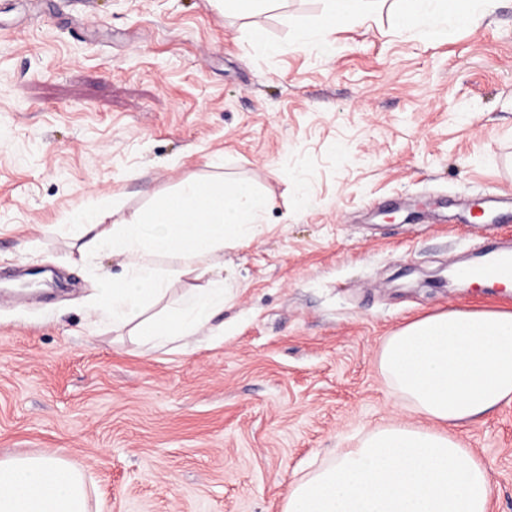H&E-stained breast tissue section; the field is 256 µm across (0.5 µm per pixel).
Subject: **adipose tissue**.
Masks as SVG:
<instances>
[{
	"label": "adipose tissue",
	"instance_id": "1",
	"mask_svg": "<svg viewBox=\"0 0 512 512\" xmlns=\"http://www.w3.org/2000/svg\"><path fill=\"white\" fill-rule=\"evenodd\" d=\"M396 2L400 31L450 41L493 0ZM269 205L247 183L187 179L174 196L111 224V196L94 198L69 219L86 240L80 256L107 253L124 268L121 277L101 276L95 324L187 348L230 299L208 256L252 240ZM168 254L186 258L176 273L157 264ZM177 277L193 285L173 298ZM379 365L395 398L427 425L375 428L292 486L284 512H489V472L451 429L512 402V311L451 309L414 320L387 338ZM0 512H88L85 477L59 456L1 458Z\"/></svg>",
	"mask_w": 512,
	"mask_h": 512
}]
</instances>
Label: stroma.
Here are the masks:
<instances>
[{"mask_svg": "<svg viewBox=\"0 0 512 512\" xmlns=\"http://www.w3.org/2000/svg\"><path fill=\"white\" fill-rule=\"evenodd\" d=\"M326 0L248 17L210 0H0V458L83 469L91 512H283L293 484L380 425L423 424L378 370L423 316L512 311L449 268L512 246V0L453 41L389 10L294 42ZM266 34L254 42L252 27ZM188 178L271 200L224 253L221 337L190 352L89 333L102 274L65 225ZM453 435L512 512V403Z\"/></svg>", "mask_w": 512, "mask_h": 512, "instance_id": "stroma-1", "label": "stroma"}]
</instances>
